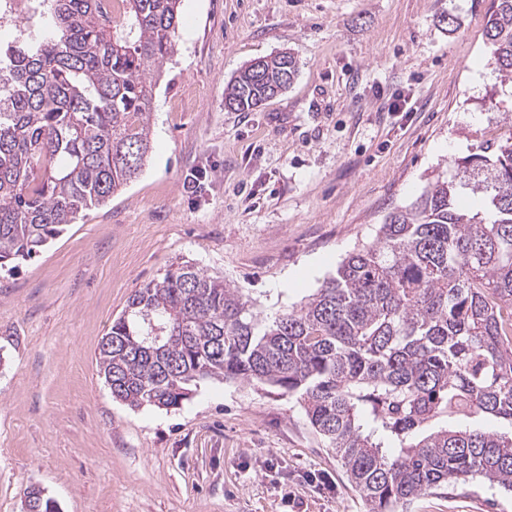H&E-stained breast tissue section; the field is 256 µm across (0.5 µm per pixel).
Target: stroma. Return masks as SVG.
<instances>
[{"instance_id": "stroma-1", "label": "stroma", "mask_w": 512, "mask_h": 512, "mask_svg": "<svg viewBox=\"0 0 512 512\" xmlns=\"http://www.w3.org/2000/svg\"><path fill=\"white\" fill-rule=\"evenodd\" d=\"M491 6L182 0L142 172L0 271V512H22L31 484L60 512H367L294 397L204 380L181 408L132 409L97 348L130 295L184 261L268 314L300 305L434 175L504 142L512 86L491 63ZM281 51L297 62L288 89L228 109V81ZM403 512H512V492L451 484Z\"/></svg>"}]
</instances>
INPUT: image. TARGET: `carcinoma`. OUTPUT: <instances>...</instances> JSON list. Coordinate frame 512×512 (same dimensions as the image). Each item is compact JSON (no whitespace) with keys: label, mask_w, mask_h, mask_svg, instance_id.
Listing matches in <instances>:
<instances>
[{"label":"carcinoma","mask_w":512,"mask_h":512,"mask_svg":"<svg viewBox=\"0 0 512 512\" xmlns=\"http://www.w3.org/2000/svg\"><path fill=\"white\" fill-rule=\"evenodd\" d=\"M181 0H50L43 35L0 93V270L41 251L142 171L151 110L176 50ZM485 35L512 83V0ZM282 66L224 88L236 111L283 92ZM481 202L458 204L462 193ZM112 397L179 408L191 382H256L296 397L368 512L482 478L512 491V136L456 161L300 307L274 316L190 262L137 289L98 347ZM25 498L59 512L36 486Z\"/></svg>","instance_id":"carcinoma-1"}]
</instances>
